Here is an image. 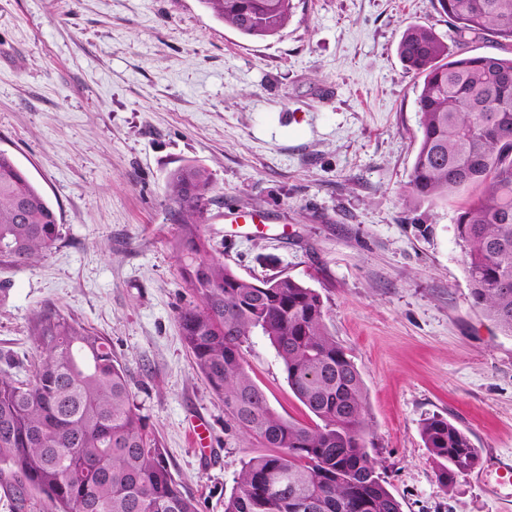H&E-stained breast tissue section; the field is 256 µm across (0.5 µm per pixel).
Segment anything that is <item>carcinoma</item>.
I'll list each match as a JSON object with an SVG mask.
<instances>
[{"instance_id": "1", "label": "carcinoma", "mask_w": 512, "mask_h": 512, "mask_svg": "<svg viewBox=\"0 0 512 512\" xmlns=\"http://www.w3.org/2000/svg\"><path fill=\"white\" fill-rule=\"evenodd\" d=\"M243 36L277 35L293 0H200ZM453 28L512 42V0H436ZM421 79L420 141L409 196L437 202L469 185L480 193L456 219L473 303L512 336V57L450 48L410 25L397 46ZM209 172L185 165L166 180L178 207L174 242L197 303L177 321L196 371L224 401V431L256 441L234 478L224 512H402L378 472L365 422L360 371L326 324L320 295L278 276L256 284L210 256L201 229ZM57 212L11 155L0 150V265L30 266L60 239ZM267 337L311 423L270 406L247 371L242 347ZM43 357L30 378L0 373V477L49 512H199L174 478L161 442L138 413L110 340L64 317L40 320ZM441 484L470 471L479 451L448 419L421 425Z\"/></svg>"}]
</instances>
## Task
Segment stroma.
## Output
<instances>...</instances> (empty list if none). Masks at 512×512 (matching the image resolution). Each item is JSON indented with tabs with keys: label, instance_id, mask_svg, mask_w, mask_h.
<instances>
[{
	"label": "stroma",
	"instance_id": "obj_1",
	"mask_svg": "<svg viewBox=\"0 0 512 512\" xmlns=\"http://www.w3.org/2000/svg\"><path fill=\"white\" fill-rule=\"evenodd\" d=\"M278 35L242 36L199 0H0V149L60 217L30 266L0 267V370L33 375L36 327L67 317L107 336L139 413L200 512H223L258 445L224 432V403L177 322L192 302L170 246L169 172L211 174L203 232L251 281L286 275L320 294L367 388L369 451L402 512H512V336L472 304L455 234L470 192L408 196L421 81L397 46L410 25L447 43L432 0H294ZM228 206L267 215L239 237ZM245 365L281 416L309 422L269 340ZM467 430L476 467L441 484L421 435ZM205 420L211 447L187 429Z\"/></svg>",
	"mask_w": 512,
	"mask_h": 512
}]
</instances>
